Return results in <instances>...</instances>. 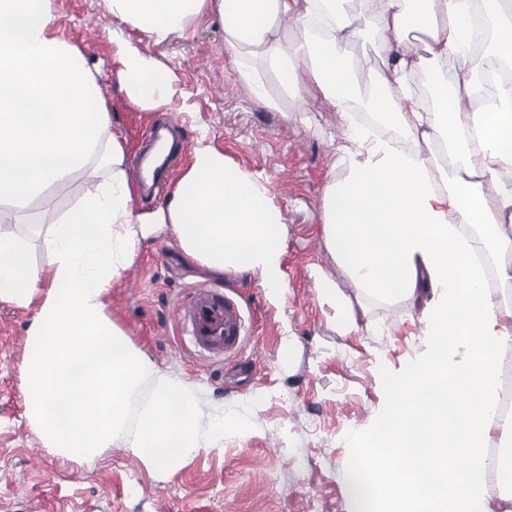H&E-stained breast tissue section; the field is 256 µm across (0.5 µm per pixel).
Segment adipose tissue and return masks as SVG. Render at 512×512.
Listing matches in <instances>:
<instances>
[{
	"instance_id": "1",
	"label": "adipose tissue",
	"mask_w": 512,
	"mask_h": 512,
	"mask_svg": "<svg viewBox=\"0 0 512 512\" xmlns=\"http://www.w3.org/2000/svg\"><path fill=\"white\" fill-rule=\"evenodd\" d=\"M121 91L145 111L170 102L169 73L125 36L184 35L201 14L217 17L237 81L281 110L266 91L316 88L345 119L337 147L343 182L322 197L321 238L351 282L381 299L426 301V354L394 389L378 432L355 435L347 483L352 512H492L484 450L497 415L501 352L512 344V302H491L462 225L487 228L500 282L512 287V84L483 107L467 106L483 72L464 59L472 0H106ZM370 31H363L359 19ZM50 0H0V301L34 308L22 366L25 416L48 451L74 462L112 446L148 475L175 476L203 448L247 425L168 376L112 320V286L144 242L164 234L186 259L224 274L260 278L285 294L286 214L262 176L233 167L198 138L163 205L136 207L123 140L85 57L51 33ZM370 35L387 74L359 95L349 47ZM455 81H447V72ZM435 75L434 101L414 78ZM377 124L358 125L355 111ZM107 175L79 205L49 223L51 264L33 268L7 225L89 164ZM465 360H456L459 348ZM152 391L141 396L144 383Z\"/></svg>"
}]
</instances>
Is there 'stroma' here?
Returning a JSON list of instances; mask_svg holds the SVG:
<instances>
[{
    "label": "stroma",
    "instance_id": "stroma-1",
    "mask_svg": "<svg viewBox=\"0 0 512 512\" xmlns=\"http://www.w3.org/2000/svg\"><path fill=\"white\" fill-rule=\"evenodd\" d=\"M52 9L54 34L96 70L112 126L123 131L126 97L113 71L97 69L111 50L104 0H52ZM124 31L176 88L165 107L140 115L147 127L177 126L174 174L204 135L232 165L268 178L287 216V291L276 304L257 277L210 276L165 236L113 286L109 312L132 342L248 425L246 435L225 433L223 449L199 451L171 479L148 476L121 448L79 466L42 448L25 417L21 379L33 312L0 302V512H352L345 474L353 437L383 425L391 390L426 345L421 309L356 290L320 237L324 187L346 176L335 143L343 118L312 91L284 101L302 121L269 110L236 81L216 18L198 17L185 36L160 44L135 26ZM314 265L340 286L357 324L350 335L335 330V309L309 276ZM200 287L240 301L248 334L238 355L194 359L173 308ZM285 339L295 348L286 365L279 361Z\"/></svg>",
    "mask_w": 512,
    "mask_h": 512
}]
</instances>
